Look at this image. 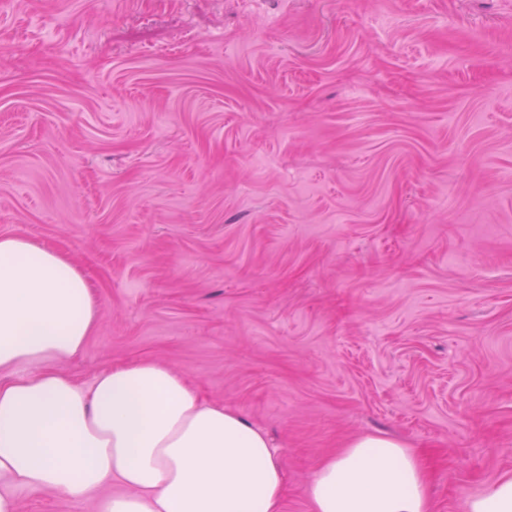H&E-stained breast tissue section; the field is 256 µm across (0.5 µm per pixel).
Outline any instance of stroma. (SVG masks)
<instances>
[{
	"label": "stroma",
	"instance_id": "stroma-1",
	"mask_svg": "<svg viewBox=\"0 0 512 512\" xmlns=\"http://www.w3.org/2000/svg\"><path fill=\"white\" fill-rule=\"evenodd\" d=\"M0 234L94 289L55 369H176L270 434L283 512L367 433L435 512L512 471V0H0Z\"/></svg>",
	"mask_w": 512,
	"mask_h": 512
}]
</instances>
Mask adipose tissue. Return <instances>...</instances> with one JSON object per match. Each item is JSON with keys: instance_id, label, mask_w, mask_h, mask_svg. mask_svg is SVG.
I'll return each instance as SVG.
<instances>
[{"instance_id": "obj_1", "label": "adipose tissue", "mask_w": 512, "mask_h": 512, "mask_svg": "<svg viewBox=\"0 0 512 512\" xmlns=\"http://www.w3.org/2000/svg\"><path fill=\"white\" fill-rule=\"evenodd\" d=\"M98 304L64 255L0 235V478L88 495H127L102 512H282L283 473L267 433L149 360L112 367L85 387L48 368L78 355ZM38 363L41 371L18 374ZM310 512H434L423 459L399 440L364 435L325 460ZM460 512H512V471L467 495Z\"/></svg>"}]
</instances>
